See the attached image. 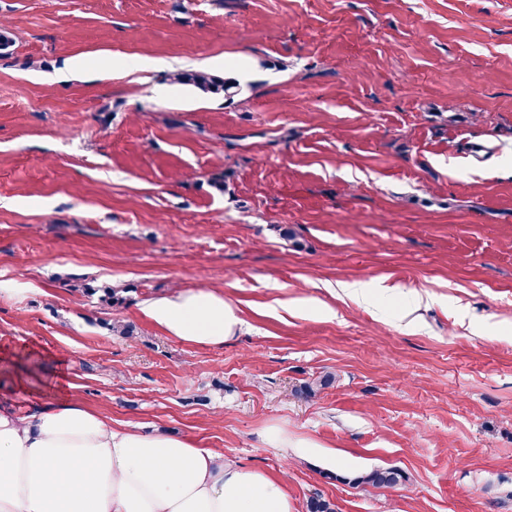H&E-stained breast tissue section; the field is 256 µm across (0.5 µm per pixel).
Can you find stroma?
<instances>
[{
  "label": "stroma",
  "instance_id": "obj_1",
  "mask_svg": "<svg viewBox=\"0 0 512 512\" xmlns=\"http://www.w3.org/2000/svg\"><path fill=\"white\" fill-rule=\"evenodd\" d=\"M0 24V337L65 352L113 424L287 473L292 512H512V0H0ZM199 288L244 323L222 348L141 312ZM376 468L406 479L351 484ZM172 81L192 86L203 94L223 95L226 99L237 95L239 84L233 78H220L205 71L185 70L171 76Z\"/></svg>",
  "mask_w": 512,
  "mask_h": 512
}]
</instances>
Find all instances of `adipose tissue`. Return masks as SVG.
<instances>
[{
  "mask_svg": "<svg viewBox=\"0 0 512 512\" xmlns=\"http://www.w3.org/2000/svg\"><path fill=\"white\" fill-rule=\"evenodd\" d=\"M169 337L223 346L241 320L223 292L175 291L145 302ZM25 405L0 396V512H291L283 481L194 438L113 426L65 374L15 370Z\"/></svg>",
  "mask_w": 512,
  "mask_h": 512,
  "instance_id": "adipose-tissue-1",
  "label": "adipose tissue"
}]
</instances>
